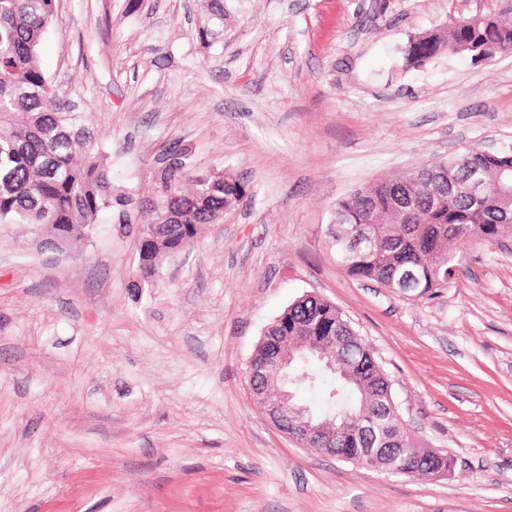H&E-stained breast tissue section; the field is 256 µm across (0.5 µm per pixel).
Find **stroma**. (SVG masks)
<instances>
[{
	"instance_id": "stroma-1",
	"label": "stroma",
	"mask_w": 512,
	"mask_h": 512,
	"mask_svg": "<svg viewBox=\"0 0 512 512\" xmlns=\"http://www.w3.org/2000/svg\"><path fill=\"white\" fill-rule=\"evenodd\" d=\"M56 0L40 58L141 195L191 144L248 184L155 284L139 227L69 247L0 224V512H512V231L456 243L433 299L354 279L336 201L461 147L512 145V55L406 67L411 36L498 0ZM371 346L413 444L452 458L408 477L301 447L256 403L248 363L298 297Z\"/></svg>"
}]
</instances>
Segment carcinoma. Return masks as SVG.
<instances>
[{"mask_svg":"<svg viewBox=\"0 0 512 512\" xmlns=\"http://www.w3.org/2000/svg\"><path fill=\"white\" fill-rule=\"evenodd\" d=\"M53 0H0V224H40L65 244L85 239L104 211L118 223L163 224L159 237H139L134 287L150 285L163 261L194 244L199 225L224 221V200L243 196L240 181L219 185L194 173L181 144L157 161L147 195L112 191L107 156L82 112L51 91L39 58ZM512 7L501 15L453 19L445 31L415 36L406 63L442 55L474 56L485 47L512 55ZM478 179L479 199L456 184ZM512 227V146L465 148L445 161L360 187L334 206L330 239L347 273L390 293L428 298L448 287L455 239H492ZM253 357L271 364L278 348L296 351L293 390L329 387L330 411L349 414L336 435V456L351 462L395 439L400 474L449 469L445 454L415 447L397 417L374 354L331 302L303 295L276 317Z\"/></svg>","mask_w":512,"mask_h":512,"instance_id":"obj_1","label":"carcinoma"}]
</instances>
